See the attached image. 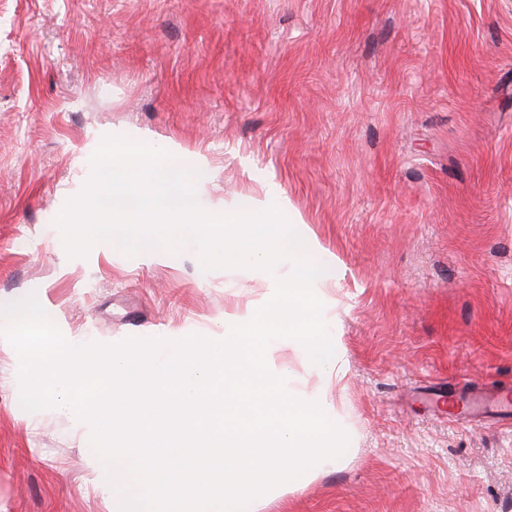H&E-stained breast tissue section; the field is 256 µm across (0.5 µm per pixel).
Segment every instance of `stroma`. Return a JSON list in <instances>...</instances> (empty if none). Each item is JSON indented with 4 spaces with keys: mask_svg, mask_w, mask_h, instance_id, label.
I'll return each mask as SVG.
<instances>
[{
    "mask_svg": "<svg viewBox=\"0 0 512 512\" xmlns=\"http://www.w3.org/2000/svg\"><path fill=\"white\" fill-rule=\"evenodd\" d=\"M193 157L212 202L281 191L335 267L321 374L272 343L352 450L260 512H512V0H0V303L41 292L75 345L221 335L271 275L69 256L55 220L109 135ZM0 339V512H117L88 436L23 410Z\"/></svg>",
    "mask_w": 512,
    "mask_h": 512,
    "instance_id": "1",
    "label": "stroma"
}]
</instances>
